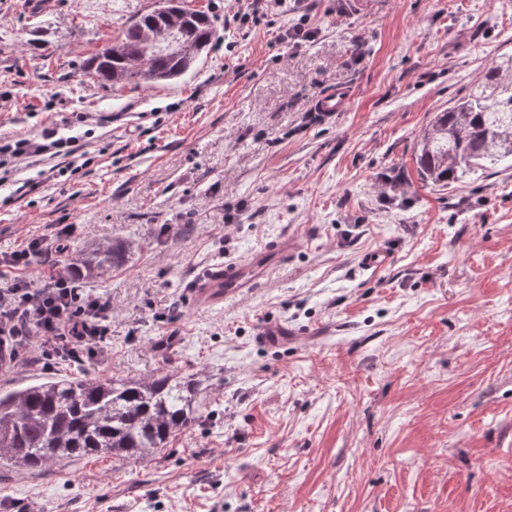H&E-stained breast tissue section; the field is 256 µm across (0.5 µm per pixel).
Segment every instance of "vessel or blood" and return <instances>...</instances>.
<instances>
[{"label": "vessel or blood", "instance_id": "obj_1", "mask_svg": "<svg viewBox=\"0 0 512 512\" xmlns=\"http://www.w3.org/2000/svg\"><path fill=\"white\" fill-rule=\"evenodd\" d=\"M274 248L255 251L246 260L224 263L206 269L195 279L192 296L201 306L218 305L257 287L263 279L277 271L278 262L274 258Z\"/></svg>", "mask_w": 512, "mask_h": 512}]
</instances>
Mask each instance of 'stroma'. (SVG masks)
<instances>
[{"mask_svg":"<svg viewBox=\"0 0 512 512\" xmlns=\"http://www.w3.org/2000/svg\"><path fill=\"white\" fill-rule=\"evenodd\" d=\"M214 19L178 82L101 86L85 59L154 0H0V137L88 116L87 162L0 184V251L75 230L79 281L112 300L106 359L0 371L205 374L200 421L143 461L0 468V512H512V164L436 186L435 113L512 55V0H184ZM312 40L293 43L297 25ZM346 92V111L316 112ZM285 243L288 262L216 307L204 269ZM388 257L380 268L369 254ZM118 249L117 244L103 243L90 256L76 259V262L73 263L76 275L80 276L82 269L92 272L116 264V260L120 256Z\"/></svg>","mask_w":512,"mask_h":512,"instance_id":"1","label":"stroma"}]
</instances>
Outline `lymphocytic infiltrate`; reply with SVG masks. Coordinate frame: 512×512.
<instances>
[{
    "instance_id": "lymphocytic-infiltrate-1",
    "label": "lymphocytic infiltrate",
    "mask_w": 512,
    "mask_h": 512,
    "mask_svg": "<svg viewBox=\"0 0 512 512\" xmlns=\"http://www.w3.org/2000/svg\"><path fill=\"white\" fill-rule=\"evenodd\" d=\"M78 142V137L47 129L38 140L19 137L1 144L0 154L21 161L51 148L69 158L75 155ZM73 230V225L61 224L54 237L33 238L16 250L0 253V337H12L19 356L42 350L75 358L103 342L110 332L109 299L77 287L65 268L55 265L47 272L33 268L52 242L64 240Z\"/></svg>"
}]
</instances>
